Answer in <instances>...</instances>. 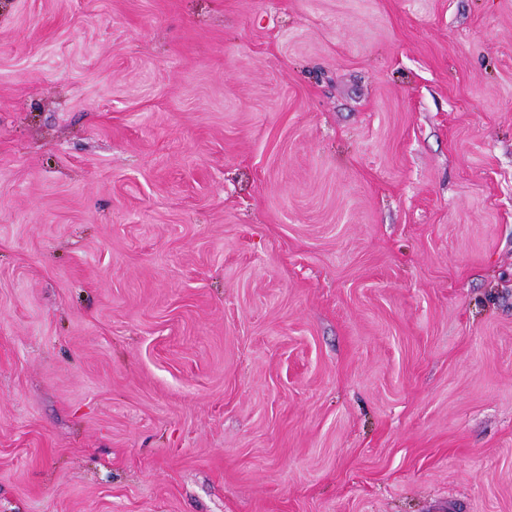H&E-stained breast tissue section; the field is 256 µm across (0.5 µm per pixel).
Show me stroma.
Instances as JSON below:
<instances>
[{"label": "stroma", "instance_id": "obj_1", "mask_svg": "<svg viewBox=\"0 0 512 512\" xmlns=\"http://www.w3.org/2000/svg\"><path fill=\"white\" fill-rule=\"evenodd\" d=\"M0 512H512V0H0Z\"/></svg>", "mask_w": 512, "mask_h": 512}]
</instances>
